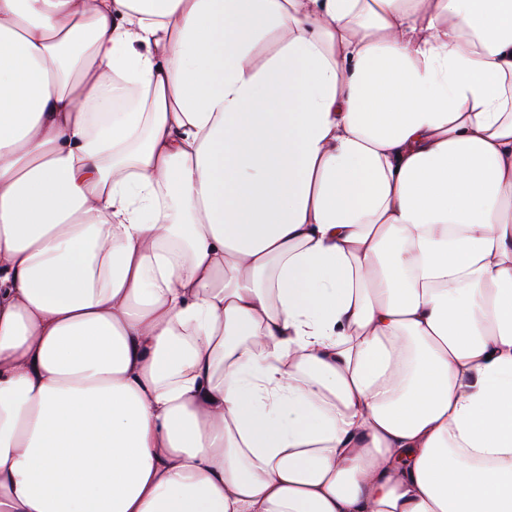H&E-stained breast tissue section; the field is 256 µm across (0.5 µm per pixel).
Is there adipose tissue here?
<instances>
[{"label":"adipose tissue","instance_id":"ef3b65f1","mask_svg":"<svg viewBox=\"0 0 512 512\" xmlns=\"http://www.w3.org/2000/svg\"><path fill=\"white\" fill-rule=\"evenodd\" d=\"M0 512H512V0H0Z\"/></svg>","mask_w":512,"mask_h":512}]
</instances>
